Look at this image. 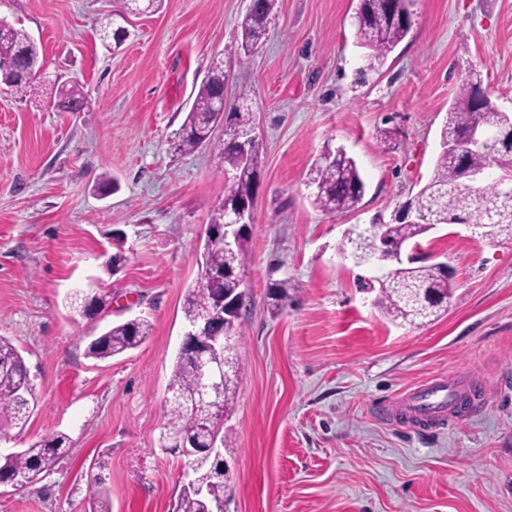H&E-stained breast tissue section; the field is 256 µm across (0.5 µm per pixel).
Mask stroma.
<instances>
[{
	"mask_svg": "<svg viewBox=\"0 0 512 512\" xmlns=\"http://www.w3.org/2000/svg\"><path fill=\"white\" fill-rule=\"evenodd\" d=\"M249 0H164L129 16L105 50L99 20L122 0H0V17L41 49L36 98L0 86V336L21 353L34 410L12 445L61 432L50 472L0 489V512H90L102 477L111 512H175L182 475L161 449L164 402L183 303L227 181L213 143L192 153L176 133L213 60L224 97L248 93L264 151L248 233L242 358L224 422L226 512H512V240L460 225L411 240L446 263L453 295L416 325L382 313L374 277L338 253L347 229L390 217L430 178L448 106L469 69L512 113V0H413L412 28L376 71L355 43L357 0H277L255 54L225 55ZM77 82L80 112L51 109ZM357 161L358 209L325 214L308 171L326 148ZM116 191L96 189L101 176ZM122 240L117 274L104 264ZM284 280L275 309L268 286ZM106 298L98 316L69 304ZM142 318L149 339L119 357L87 354L112 322ZM467 370L482 408L431 432L382 421L376 406L433 377Z\"/></svg>",
	"mask_w": 512,
	"mask_h": 512,
	"instance_id": "35a3bbf8",
	"label": "stroma"
}]
</instances>
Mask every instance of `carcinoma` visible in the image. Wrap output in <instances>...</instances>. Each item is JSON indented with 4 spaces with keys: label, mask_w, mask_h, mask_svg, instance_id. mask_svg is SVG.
<instances>
[{
    "label": "carcinoma",
    "mask_w": 512,
    "mask_h": 512,
    "mask_svg": "<svg viewBox=\"0 0 512 512\" xmlns=\"http://www.w3.org/2000/svg\"><path fill=\"white\" fill-rule=\"evenodd\" d=\"M276 0H255L241 22V39L227 51L229 55H249L264 38ZM411 0H358L355 24L356 43L368 50L366 69L374 70L385 63L388 55L407 36L412 24L408 10ZM114 14L106 15L99 25L102 39L112 41L119 48L126 37L114 32ZM40 60V47L27 32L0 19V83L10 87L19 98L33 93L30 69ZM480 73L471 70L465 76L448 109L446 121L440 130V147L433 174L415 195L413 204L420 214L419 224H385L382 231L394 243L402 244L431 230L433 224H446L465 218L472 224H491L493 240L502 232L512 234V194L501 191L494 183L468 186L461 181L463 159L448 151V143L463 138L476 125L494 127L502 115L495 106L477 107L473 103V89L482 85ZM86 101L75 84L62 83L53 99L57 112H80ZM224 108V61L216 60L209 68L207 78L199 87L193 106L184 123L176 132L178 149L192 152L211 143L213 123ZM230 118L238 129H250L254 112L247 95L230 107ZM263 144L254 139L247 161H242L232 140L226 138L215 146V153L224 170L231 173L224 200L213 211L211 223L223 224L229 212L241 203L255 198L256 168ZM308 183L316 186L310 194L311 204L326 213L351 212L358 208L365 193V182L354 158L341 151L328 162L316 161L309 172ZM247 238H242L233 252L219 245L204 247L203 271L197 284L188 289L183 312L189 325H194L213 304L216 296L234 292L243 287L248 266ZM340 251L353 254L361 264H370L374 246L363 230H348ZM385 287L379 289L376 305L394 320L414 323L438 314L448 302L453 285L451 277L436 264L400 266L385 270L379 276ZM150 337V324L140 318L126 319L109 326L93 339L88 355L105 360L135 349ZM228 371L224 383L223 411L230 409L236 382L241 372V358L232 353L227 360ZM199 384V369L195 361L177 351L167 393L168 420L165 424L168 440L162 449L183 459L184 476L188 483L181 486L179 512H211L212 500L201 494L206 488L224 493V463L221 456L209 448H176L171 440H190L200 435L211 437L217 449L224 448V415L211 417L194 407L192 397ZM33 386L25 361L16 347L0 337V442L14 439L12 430L23 429L31 413ZM67 447V437L60 433L48 435L20 451L0 455V483L26 485L41 473L52 470ZM91 512H110L106 488L100 482L89 486Z\"/></svg>",
    "instance_id": "carcinoma-1"
}]
</instances>
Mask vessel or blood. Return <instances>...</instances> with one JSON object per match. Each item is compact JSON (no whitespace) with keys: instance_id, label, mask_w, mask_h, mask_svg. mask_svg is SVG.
Wrapping results in <instances>:
<instances>
[{"instance_id":"vessel-or-blood-1","label":"vessel or blood","mask_w":512,"mask_h":512,"mask_svg":"<svg viewBox=\"0 0 512 512\" xmlns=\"http://www.w3.org/2000/svg\"><path fill=\"white\" fill-rule=\"evenodd\" d=\"M474 388L468 373L458 370L448 380L430 381L414 387L393 403L382 406L381 412L389 418L399 417L430 429L441 427L457 418L462 400L484 405V396L475 393Z\"/></svg>"}]
</instances>
